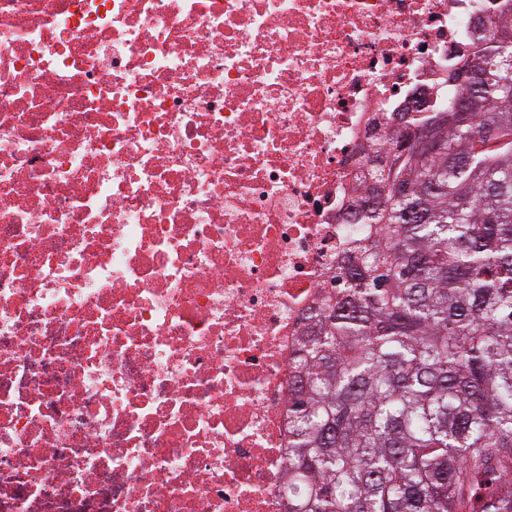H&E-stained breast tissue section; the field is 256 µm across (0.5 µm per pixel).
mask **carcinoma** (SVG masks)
Listing matches in <instances>:
<instances>
[{
	"label": "carcinoma",
	"instance_id": "cac0c4a2",
	"mask_svg": "<svg viewBox=\"0 0 512 512\" xmlns=\"http://www.w3.org/2000/svg\"><path fill=\"white\" fill-rule=\"evenodd\" d=\"M460 62L357 184L364 232L299 340L287 512H512V15Z\"/></svg>",
	"mask_w": 512,
	"mask_h": 512
}]
</instances>
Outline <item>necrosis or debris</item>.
<instances>
[{
  "label": "necrosis or debris",
  "mask_w": 512,
  "mask_h": 512,
  "mask_svg": "<svg viewBox=\"0 0 512 512\" xmlns=\"http://www.w3.org/2000/svg\"><path fill=\"white\" fill-rule=\"evenodd\" d=\"M512 0H0V512H284L372 135Z\"/></svg>",
  "instance_id": "obj_1"
}]
</instances>
